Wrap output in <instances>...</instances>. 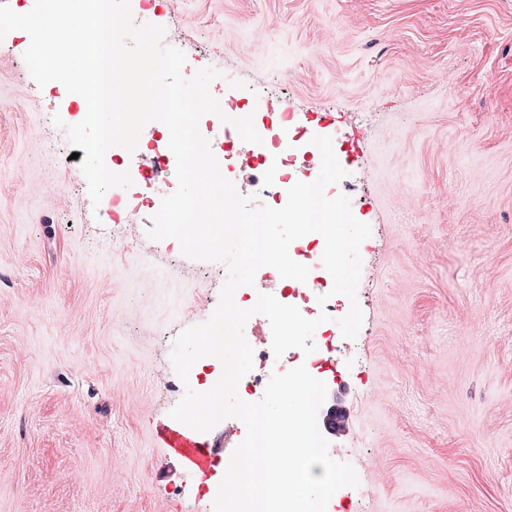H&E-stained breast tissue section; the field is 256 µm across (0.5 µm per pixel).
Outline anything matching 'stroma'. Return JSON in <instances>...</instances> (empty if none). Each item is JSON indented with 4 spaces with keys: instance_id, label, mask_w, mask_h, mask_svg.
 I'll return each instance as SVG.
<instances>
[{
    "instance_id": "stroma-1",
    "label": "stroma",
    "mask_w": 512,
    "mask_h": 512,
    "mask_svg": "<svg viewBox=\"0 0 512 512\" xmlns=\"http://www.w3.org/2000/svg\"><path fill=\"white\" fill-rule=\"evenodd\" d=\"M151 22L185 34L184 78L219 70L214 98H285L354 148L326 189L371 227L363 325L323 376L359 479L333 502L512 512V0H174ZM29 44L0 40V512H213L239 420L197 433L226 448L202 475L162 435L224 265L93 204L79 102L35 83Z\"/></svg>"
}]
</instances>
